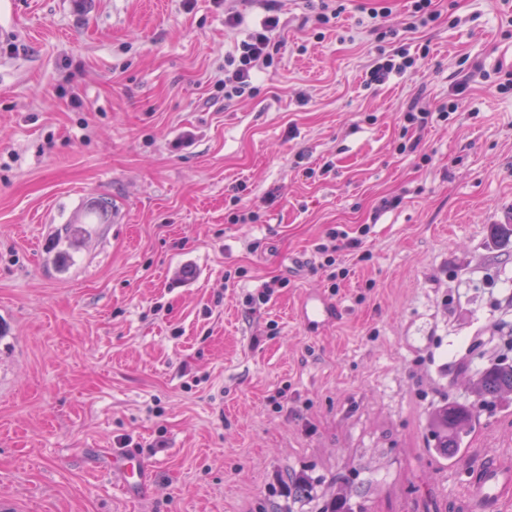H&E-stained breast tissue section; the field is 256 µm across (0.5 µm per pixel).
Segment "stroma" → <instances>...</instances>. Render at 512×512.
Segmentation results:
<instances>
[{
	"instance_id": "obj_1",
	"label": "stroma",
	"mask_w": 512,
	"mask_h": 512,
	"mask_svg": "<svg viewBox=\"0 0 512 512\" xmlns=\"http://www.w3.org/2000/svg\"><path fill=\"white\" fill-rule=\"evenodd\" d=\"M288 0L272 67L225 101L214 0H0V500L15 512H468L429 415L464 404V457L512 464V405L471 370L512 363V0ZM383 13L380 31L363 24ZM394 30L415 70L367 85ZM429 55H422V46ZM475 74L459 108L406 127ZM81 107H73L72 98ZM417 143L414 152L401 144ZM123 213L59 267L38 247L86 192ZM367 236H359L362 226ZM347 278L317 251L331 228ZM191 278H183L184 268ZM285 280L264 305L248 295ZM340 309L304 328L303 291ZM129 439L150 489H116ZM463 457V458H464ZM311 487L295 496L298 477ZM412 2L411 21L409 22L408 29L426 28L439 18L440 12L435 7V1L414 0Z\"/></svg>"
}]
</instances>
